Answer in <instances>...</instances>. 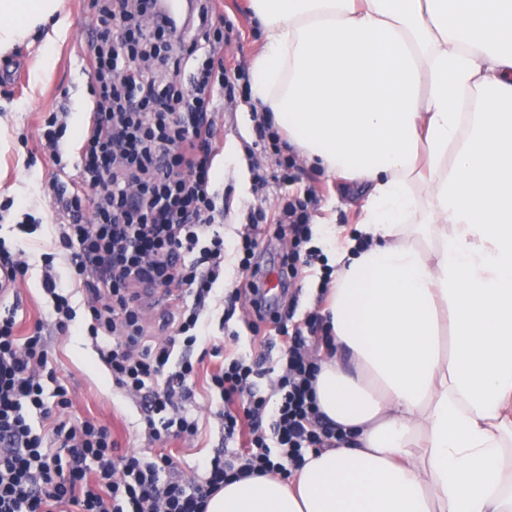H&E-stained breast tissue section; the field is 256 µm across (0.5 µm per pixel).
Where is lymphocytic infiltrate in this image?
I'll return each mask as SVG.
<instances>
[{
	"label": "lymphocytic infiltrate",
	"instance_id": "f902f5d3",
	"mask_svg": "<svg viewBox=\"0 0 512 512\" xmlns=\"http://www.w3.org/2000/svg\"><path fill=\"white\" fill-rule=\"evenodd\" d=\"M162 2L96 0L100 27L86 55L93 103L76 160L63 148L67 111L41 119L43 153L57 171L48 197L72 277L64 282L45 271L48 319L27 334H18L13 310L0 314V512H206L225 483L264 473L290 477L307 452L337 439L319 409L318 360L307 344L322 315L272 317L254 294L255 313L273 319L281 349L268 391L256 384L265 368L246 351L224 355L202 317L224 278L227 251L245 276L257 265L261 235L290 240L278 272L285 288L299 267L323 259L312 243L318 196L300 188L274 214L250 208L243 232L226 245L224 195L214 184L221 151L215 125L219 102L234 98L237 85L221 53L224 18L214 0H188L176 18ZM255 132L279 181L291 182L296 161L271 117L260 115ZM71 164L72 179L65 175ZM75 288L88 299L86 333L115 387L140 401L149 443L199 436L190 411L199 364L189 352L204 342L220 359L206 391L221 400L224 448L202 460L203 481L182 479L169 455L119 452L97 421L65 419L72 400L43 329L48 321L62 331L74 324ZM143 288L163 291L171 302L164 340L146 334Z\"/></svg>",
	"mask_w": 512,
	"mask_h": 512
}]
</instances>
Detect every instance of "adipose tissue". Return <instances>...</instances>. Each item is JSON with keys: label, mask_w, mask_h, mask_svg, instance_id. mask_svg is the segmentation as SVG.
<instances>
[{"label": "adipose tissue", "mask_w": 512, "mask_h": 512, "mask_svg": "<svg viewBox=\"0 0 512 512\" xmlns=\"http://www.w3.org/2000/svg\"><path fill=\"white\" fill-rule=\"evenodd\" d=\"M251 98L361 191L325 236L321 412L343 438L206 512H512V0H249ZM64 0H0V54ZM451 346H444L442 331Z\"/></svg>", "instance_id": "adipose-tissue-1"}]
</instances>
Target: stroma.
I'll return each instance as SVG.
<instances>
[{
	"instance_id": "stroma-1",
	"label": "stroma",
	"mask_w": 512,
	"mask_h": 512,
	"mask_svg": "<svg viewBox=\"0 0 512 512\" xmlns=\"http://www.w3.org/2000/svg\"><path fill=\"white\" fill-rule=\"evenodd\" d=\"M220 10L234 24L230 44L223 48L228 64L249 71L253 58L261 48V35L248 10V0H222ZM68 28L53 47L49 58H42L38 45L22 43L14 51L20 65L13 81L0 82V199L13 198L14 209L41 217L39 231L29 235L24 246V258L29 265L25 279L18 285L14 298L16 320L20 332L39 318L45 297L41 285L43 257L54 254V265L60 275L68 270L61 257L62 249L53 238V226L58 220L51 208L46 189L55 170L46 161L39 142V128L45 113L68 105L73 113L72 129H82L85 114L92 100L89 75L84 69L83 56L89 40L98 26L93 0H66ZM250 103L238 101L221 110L216 130L224 145L215 167L222 171L221 181L229 209L224 214V236L234 240L246 224V206L262 204L274 209L287 193L286 184L274 180L273 159H262L270 179L258 185L252 175L241 174L233 158V148H245L255 141L254 121ZM297 185L316 186L321 202L316 213L320 223L339 228H356L359 208L341 200L336 179L315 167L300 166ZM45 334L60 373L69 387L72 416L91 418L107 426L121 448L138 450L147 447L142 432V410L139 403L119 393L112 378L100 361L88 336L76 330L58 332L46 325ZM217 403L204 395L197 396L195 411L203 426L195 445L170 442L166 452L177 461L186 479L201 478L198 464L207 454L223 449V433L215 417Z\"/></svg>"
}]
</instances>
